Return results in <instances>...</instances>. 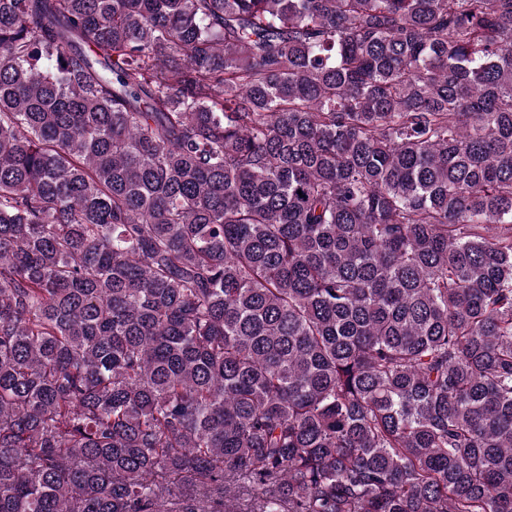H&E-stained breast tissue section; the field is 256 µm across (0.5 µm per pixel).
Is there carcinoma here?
<instances>
[{
    "label": "carcinoma",
    "mask_w": 512,
    "mask_h": 512,
    "mask_svg": "<svg viewBox=\"0 0 512 512\" xmlns=\"http://www.w3.org/2000/svg\"><path fill=\"white\" fill-rule=\"evenodd\" d=\"M0 512H512V0H0Z\"/></svg>",
    "instance_id": "obj_1"
}]
</instances>
